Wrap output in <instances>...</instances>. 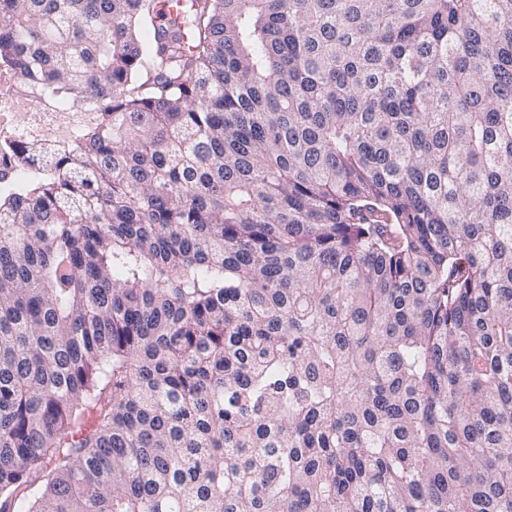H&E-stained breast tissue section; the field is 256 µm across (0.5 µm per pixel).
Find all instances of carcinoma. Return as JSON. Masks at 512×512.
<instances>
[{
    "mask_svg": "<svg viewBox=\"0 0 512 512\" xmlns=\"http://www.w3.org/2000/svg\"><path fill=\"white\" fill-rule=\"evenodd\" d=\"M0 512H512V0H0ZM2 105H5L1 111ZM41 106L26 97L18 84L17 77L0 69V148L6 155V148L18 139L20 134L33 136H55L64 138L72 135L91 119L90 112H45Z\"/></svg>",
    "mask_w": 512,
    "mask_h": 512,
    "instance_id": "1",
    "label": "carcinoma"
}]
</instances>
